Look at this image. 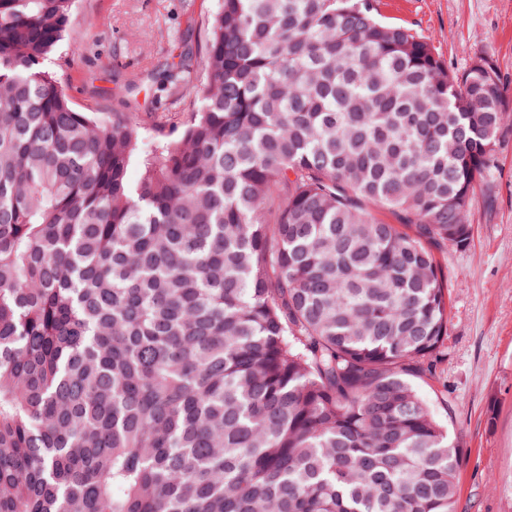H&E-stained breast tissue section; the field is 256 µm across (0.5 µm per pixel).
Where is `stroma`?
Segmentation results:
<instances>
[{
	"label": "stroma",
	"mask_w": 512,
	"mask_h": 512,
	"mask_svg": "<svg viewBox=\"0 0 512 512\" xmlns=\"http://www.w3.org/2000/svg\"><path fill=\"white\" fill-rule=\"evenodd\" d=\"M385 21L427 41L449 69L491 57L512 93V0H377ZM217 0H77L73 24L47 55L74 107L137 113L145 149L180 123L160 83L196 49ZM473 242L439 254L448 274V339L437 375L417 381L422 399L463 452L456 512H512V117L495 169L469 213Z\"/></svg>",
	"instance_id": "1"
}]
</instances>
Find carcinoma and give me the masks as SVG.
Wrapping results in <instances>:
<instances>
[{"mask_svg": "<svg viewBox=\"0 0 512 512\" xmlns=\"http://www.w3.org/2000/svg\"><path fill=\"white\" fill-rule=\"evenodd\" d=\"M74 6L0 0V512H456L415 380L512 112L494 61L376 0H221L146 152L40 68Z\"/></svg>", "mask_w": 512, "mask_h": 512, "instance_id": "1", "label": "carcinoma"}]
</instances>
